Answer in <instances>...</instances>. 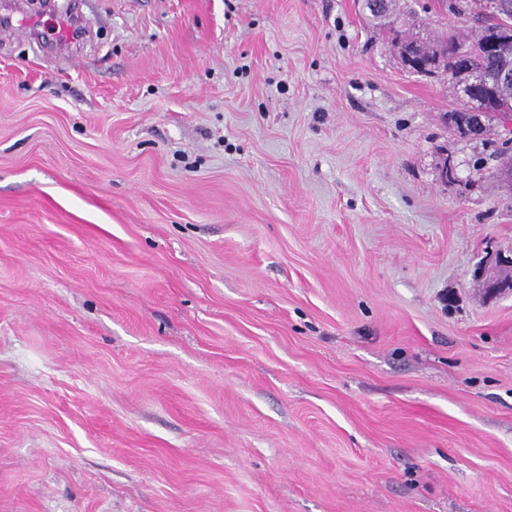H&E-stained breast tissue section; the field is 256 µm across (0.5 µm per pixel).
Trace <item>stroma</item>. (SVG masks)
I'll use <instances>...</instances> for the list:
<instances>
[{"mask_svg":"<svg viewBox=\"0 0 512 512\" xmlns=\"http://www.w3.org/2000/svg\"><path fill=\"white\" fill-rule=\"evenodd\" d=\"M70 4L0 37V512H512L505 130L393 47L474 19ZM512 258L497 255L477 267L475 276L483 283L488 296L495 297L505 293H511L512 277L504 276L505 268L510 270Z\"/></svg>","mask_w":512,"mask_h":512,"instance_id":"35a3bbf8","label":"stroma"}]
</instances>
